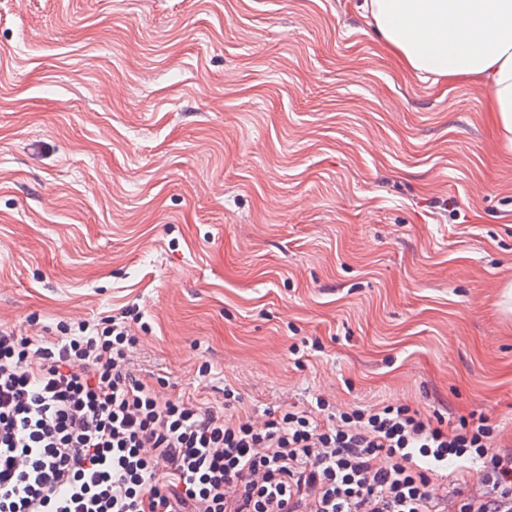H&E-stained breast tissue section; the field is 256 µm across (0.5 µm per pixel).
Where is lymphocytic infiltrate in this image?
<instances>
[{
    "mask_svg": "<svg viewBox=\"0 0 512 512\" xmlns=\"http://www.w3.org/2000/svg\"><path fill=\"white\" fill-rule=\"evenodd\" d=\"M136 307L0 330V512H512V450L485 416L445 430L403 405L333 411L324 398L256 425L163 398L136 376ZM481 465L482 491L436 495Z\"/></svg>",
    "mask_w": 512,
    "mask_h": 512,
    "instance_id": "lymphocytic-infiltrate-1",
    "label": "lymphocytic infiltrate"
}]
</instances>
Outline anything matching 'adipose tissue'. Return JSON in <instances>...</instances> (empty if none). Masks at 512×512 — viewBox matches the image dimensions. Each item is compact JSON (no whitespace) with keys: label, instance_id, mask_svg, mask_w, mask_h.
<instances>
[{"label":"adipose tissue","instance_id":"ef3b65f1","mask_svg":"<svg viewBox=\"0 0 512 512\" xmlns=\"http://www.w3.org/2000/svg\"><path fill=\"white\" fill-rule=\"evenodd\" d=\"M362 9L416 78L482 83L512 151V0H363Z\"/></svg>","mask_w":512,"mask_h":512}]
</instances>
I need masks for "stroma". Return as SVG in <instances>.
Returning a JSON list of instances; mask_svg holds the SVG:
<instances>
[{
    "label": "stroma",
    "mask_w": 512,
    "mask_h": 512,
    "mask_svg": "<svg viewBox=\"0 0 512 512\" xmlns=\"http://www.w3.org/2000/svg\"><path fill=\"white\" fill-rule=\"evenodd\" d=\"M361 0H0V327L136 305L166 397L484 414L512 449V160Z\"/></svg>",
    "instance_id": "obj_1"
}]
</instances>
